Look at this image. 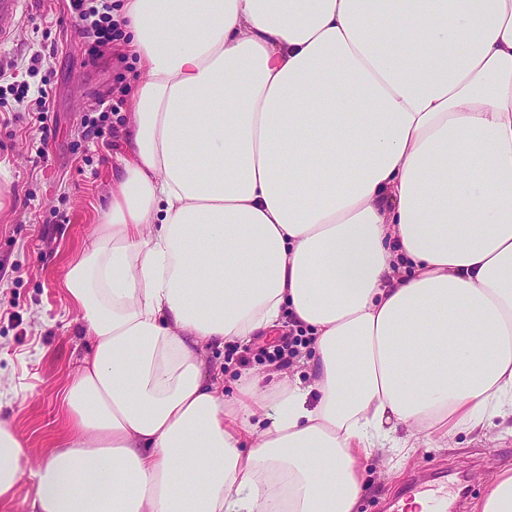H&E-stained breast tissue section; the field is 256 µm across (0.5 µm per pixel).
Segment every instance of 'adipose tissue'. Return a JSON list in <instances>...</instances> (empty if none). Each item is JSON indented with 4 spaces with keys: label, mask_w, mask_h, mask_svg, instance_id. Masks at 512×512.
<instances>
[{
    "label": "adipose tissue",
    "mask_w": 512,
    "mask_h": 512,
    "mask_svg": "<svg viewBox=\"0 0 512 512\" xmlns=\"http://www.w3.org/2000/svg\"><path fill=\"white\" fill-rule=\"evenodd\" d=\"M120 15L127 148L65 277L92 347L39 462L0 419V502L357 512L372 456L512 436V0ZM288 319L306 375L206 371Z\"/></svg>",
    "instance_id": "1"
}]
</instances>
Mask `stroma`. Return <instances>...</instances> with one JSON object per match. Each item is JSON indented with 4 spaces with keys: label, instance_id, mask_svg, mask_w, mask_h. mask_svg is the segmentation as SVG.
I'll list each match as a JSON object with an SVG mask.
<instances>
[{
    "label": "stroma",
    "instance_id": "stroma-1",
    "mask_svg": "<svg viewBox=\"0 0 512 512\" xmlns=\"http://www.w3.org/2000/svg\"><path fill=\"white\" fill-rule=\"evenodd\" d=\"M65 0H31L0 65L18 63L30 88L52 87L47 123L55 132L47 159L37 155L34 112H0V416L27 437L33 460L62 433L59 394L89 351L80 314L69 302L64 276L71 260L103 221L112 157L124 153L127 93L139 67L120 42L88 58ZM108 111L103 136L85 121ZM280 336L233 349L211 348L208 369L221 370L226 389L274 360ZM512 462V438L477 439L464 432L417 449L398 475L379 456L366 464L367 492L359 512H390L400 488L415 475L439 470L466 475L477 500L495 465Z\"/></svg>",
    "mask_w": 512,
    "mask_h": 512
}]
</instances>
